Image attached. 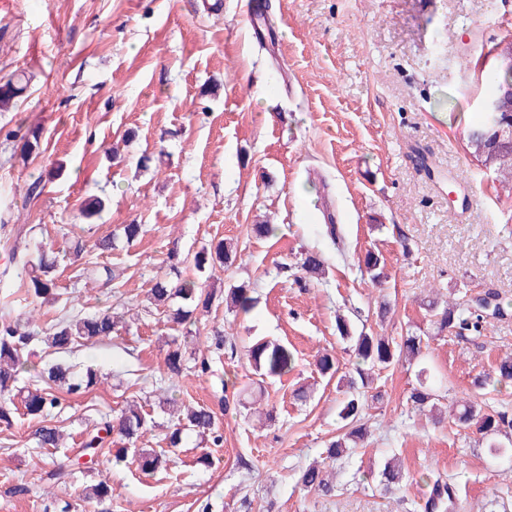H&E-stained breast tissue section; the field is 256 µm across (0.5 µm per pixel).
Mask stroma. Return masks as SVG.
<instances>
[{
    "label": "stroma",
    "mask_w": 512,
    "mask_h": 512,
    "mask_svg": "<svg viewBox=\"0 0 512 512\" xmlns=\"http://www.w3.org/2000/svg\"><path fill=\"white\" fill-rule=\"evenodd\" d=\"M265 3L281 19L275 50L253 38L247 0H0V78H30L0 112V194L12 202L10 230L0 231L12 296L0 295V318L31 311L46 327L67 311L109 309L125 319L112 338L75 352L31 351L39 366L93 367L98 383L61 395V447H37L36 422L23 414L0 428V512L61 501L84 512L83 488L103 478L112 498L96 512H422L432 472L449 479L456 512H512V457L491 456L475 428L412 410L414 365L375 372L368 434L329 468L328 490L297 482L341 433L336 381L316 367L328 352L340 371L354 368L337 315L397 339L411 327L429 331L425 301L496 294L504 313L484 320L480 338L429 340L425 365L447 408L512 353V193L464 141L490 90L491 43L512 36V0ZM36 125L38 151L19 158ZM36 179L42 192L28 197ZM91 196L104 208L88 221L81 210ZM263 221L273 235L254 232ZM125 224L146 232L126 242ZM329 224L342 227L341 247L329 245ZM80 237H109L114 247L76 257L69 246ZM222 238L238 246L234 264L196 273L191 257ZM41 244L59 253V298L32 307L20 259ZM371 247L385 263L379 286L358 267ZM308 251L321 253L324 279L301 269ZM91 264L100 268L93 280ZM178 275L219 291L246 286L254 301L240 316L222 306L199 314L169 391L179 406L215 408L229 381L269 410L267 420L220 413L224 444L206 451L192 439L168 447L171 417L159 405L175 332L164 313L148 311L147 295ZM384 298L393 310L382 318ZM215 329L236 352L207 346ZM261 339L293 350L294 369L260 375L244 348ZM131 400L154 422L139 447L170 458L153 475L82 451L101 416ZM204 452L211 466L197 465ZM390 457L404 479L387 494L367 472Z\"/></svg>",
    "instance_id": "35a3bbf8"
}]
</instances>
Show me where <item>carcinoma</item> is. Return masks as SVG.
<instances>
[{"mask_svg":"<svg viewBox=\"0 0 512 512\" xmlns=\"http://www.w3.org/2000/svg\"><path fill=\"white\" fill-rule=\"evenodd\" d=\"M488 54L494 56L496 64L488 72V79L493 90L486 95L481 105V115L468 128L466 147L477 164L491 170L501 178V182L512 186V145L507 136L512 134V112H503L494 106L499 99L501 90L512 85V37H504L495 43ZM29 78L24 74H14L0 82V111H8L27 89ZM42 131L35 127L28 131L21 149V158L26 159L39 148ZM237 255L232 243L220 239L208 247L202 248L194 255V266L199 270L213 269L224 265ZM23 265L30 268L29 282L26 284L27 294L33 299L45 302L57 298V281L54 272L58 266L57 256L52 252L42 251L37 258L22 259ZM302 269L313 277L325 273L321 254L307 252L302 260ZM359 267L369 276L370 281L381 284L385 279L384 266L381 265L379 254L368 251L359 260ZM179 298L182 306L167 314V321L172 326L181 327L193 322L194 313L198 309L209 311L214 302L222 301L226 308L237 313L246 314L252 308V299L247 289L239 285L228 289L224 295H218L204 288L203 283L194 278H179L176 282L158 281L150 289L147 301L155 309L160 310ZM426 311L434 330L461 334L464 331L481 332L482 315L456 304L438 307L435 301L426 304ZM118 319L112 311L105 310L92 316L80 314L64 316L50 328L40 330L33 325L30 318L0 320V425L9 427L13 423L15 411L18 410L14 399L21 398L24 414L41 419V426L35 432L37 444L41 448H56L62 435L59 427L52 423L53 410L58 407V398L50 392L51 385L59 384L66 387L69 394H80L97 383V372L91 367L83 372H74L63 362H54L41 369L34 370V377L42 385L17 387L21 373L29 371L24 356L38 344L51 348L56 353H67L84 340L107 338L117 331ZM336 330L340 337L352 343V351L357 359L354 373L341 376L337 383V391L341 398L338 417L345 422L347 432L332 442L327 454L330 459H340L349 449L357 447L364 440V390L372 381V371L385 369L402 361L408 363L424 358L423 337L404 336L396 341L387 336H378L365 329L355 332L347 319L336 317ZM247 357L255 368L265 376H282L293 370L295 355L288 346L259 340L247 349ZM168 379L182 375L184 371L183 348L177 340H172L165 357ZM418 386L414 387L408 398L411 408L422 410L426 407L435 413V423L443 422L440 410V394L427 384L426 368L418 371ZM512 381V355H507L496 367V379L482 376L475 380L474 387L478 393L457 402L454 422L458 426H476V430L488 439L489 453L494 457L512 455V436L502 437L503 429L512 427V419L505 411L487 412L479 391L494 382L507 384ZM146 413L135 405H129L114 418L106 417L96 428L87 434L84 442L86 455L97 456V449L103 447L106 438L117 435L126 441L127 447L121 449L122 454L132 453V461L144 472L153 473L166 467L167 457L153 448H139L137 442L147 431ZM194 436L202 441H209L219 447L223 443V435L218 426L217 413L208 406L190 408L182 418H177L172 431L166 435L168 447L178 448L184 439ZM381 485L389 492L401 479V472L390 461L383 464ZM432 489L430 499L425 508L433 512L448 496L449 483L442 475L430 478ZM298 482L305 488H327L323 471L316 466H309L299 473ZM112 498V486L106 479L87 486L82 490L81 499L91 505L100 504Z\"/></svg>","mask_w":512,"mask_h":512,"instance_id":"1","label":"carcinoma"}]
</instances>
